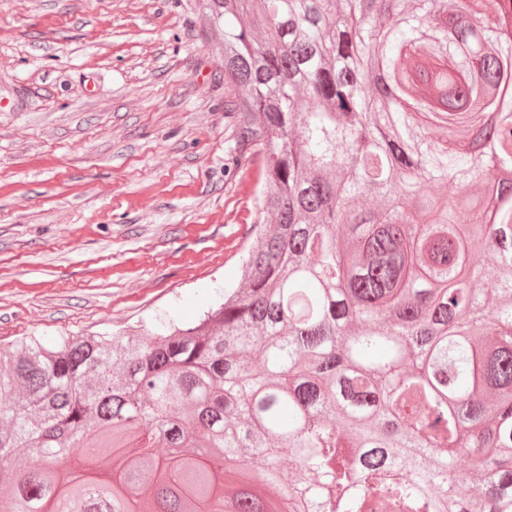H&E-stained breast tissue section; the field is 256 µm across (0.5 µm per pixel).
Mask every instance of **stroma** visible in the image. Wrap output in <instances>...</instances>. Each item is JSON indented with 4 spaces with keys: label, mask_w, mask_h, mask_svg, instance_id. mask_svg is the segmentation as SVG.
<instances>
[{
    "label": "stroma",
    "mask_w": 512,
    "mask_h": 512,
    "mask_svg": "<svg viewBox=\"0 0 512 512\" xmlns=\"http://www.w3.org/2000/svg\"><path fill=\"white\" fill-rule=\"evenodd\" d=\"M235 102L207 0H0L1 348L190 323L238 286L263 175Z\"/></svg>",
    "instance_id": "obj_1"
}]
</instances>
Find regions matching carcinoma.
<instances>
[{"instance_id": "cac0c4a2", "label": "carcinoma", "mask_w": 512, "mask_h": 512, "mask_svg": "<svg viewBox=\"0 0 512 512\" xmlns=\"http://www.w3.org/2000/svg\"><path fill=\"white\" fill-rule=\"evenodd\" d=\"M209 3L260 244L194 326L0 352L7 512H201L198 448L222 512H512L508 4Z\"/></svg>"}]
</instances>
